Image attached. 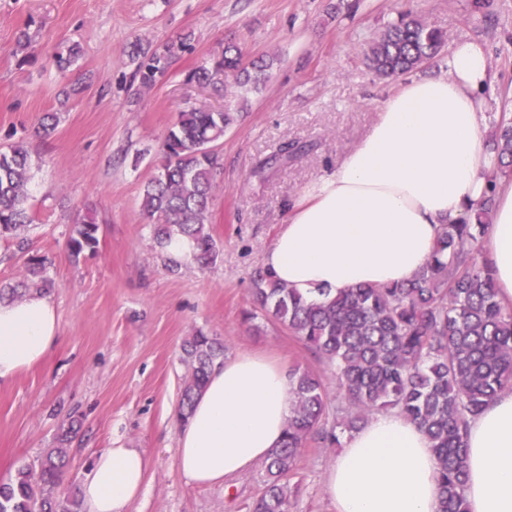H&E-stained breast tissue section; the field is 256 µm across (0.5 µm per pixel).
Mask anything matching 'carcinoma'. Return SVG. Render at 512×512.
Wrapping results in <instances>:
<instances>
[{
  "mask_svg": "<svg viewBox=\"0 0 512 512\" xmlns=\"http://www.w3.org/2000/svg\"><path fill=\"white\" fill-rule=\"evenodd\" d=\"M447 41L419 17L405 15L373 40L368 65L380 77L408 74L435 58ZM190 49L185 37L162 52H136L140 61L135 78L142 86L155 84L174 58ZM79 53L74 45L56 56L57 70L66 72ZM275 62L261 55L246 63L241 48L229 42L218 62L185 75L201 87L229 78L237 101H228L222 110L185 109L168 128L160 146L161 163L144 184L140 204L159 247L180 233L194 241L190 262L208 267L217 261L219 250L207 219L215 177L224 166L219 142L240 118V101L262 91ZM493 148L498 165L488 176L477 223L443 225L431 257L411 281L351 288L309 301L267 269L255 272L252 291L261 310L329 362L352 410L336 425L321 428L326 418L321 377L309 370L289 372L294 384L291 415L281 445L265 460L268 479L252 512H289L296 460L314 433L326 445H337V430H355L367 416L385 411L416 423L429 441L440 473L442 512H468L463 494L468 422L499 392L512 388V310L498 301L489 263L477 245L489 227L499 180L512 175L511 118L498 122ZM305 150L284 141L262 166L284 164ZM30 168L22 144L0 149V239L16 241L27 254L22 277L0 284V303L22 299L33 290L46 294L51 287L46 258L28 253L21 236L34 222L27 206ZM98 244L93 219L74 225L68 241L74 260ZM225 352L223 342L202 331L184 340L181 361L187 375L180 391V419L188 418ZM68 465L64 448H50L36 462L20 465L13 479L0 483V512H83L79 491L61 488Z\"/></svg>",
  "mask_w": 512,
  "mask_h": 512,
  "instance_id": "1",
  "label": "carcinoma"
}]
</instances>
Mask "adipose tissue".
Segmentation results:
<instances>
[{"label":"adipose tissue","mask_w":512,"mask_h":512,"mask_svg":"<svg viewBox=\"0 0 512 512\" xmlns=\"http://www.w3.org/2000/svg\"><path fill=\"white\" fill-rule=\"evenodd\" d=\"M445 70L381 101L367 133L289 207L264 266L309 300L320 291L400 284L431 256L441 225L473 216L496 156L486 146L493 76L486 45L455 41ZM484 255L501 304L512 308V182L497 189ZM61 341L50 297L0 304V384L43 363ZM293 384L270 357L244 353L211 372L177 434L192 482L223 483L278 447ZM469 512H512V388L468 424ZM148 461L121 441L97 454L81 481L86 512H131ZM337 512H441L439 470L416 424L376 414L348 435L325 478Z\"/></svg>","instance_id":"1"}]
</instances>
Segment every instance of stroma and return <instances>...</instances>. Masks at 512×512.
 <instances>
[{
	"label": "stroma",
	"instance_id": "35a3bbf8",
	"mask_svg": "<svg viewBox=\"0 0 512 512\" xmlns=\"http://www.w3.org/2000/svg\"><path fill=\"white\" fill-rule=\"evenodd\" d=\"M421 17L450 40L489 49L495 112L512 114V0H0V148L31 156L27 237L47 257L62 341L44 362L0 386V481L56 447L69 423L64 487L79 486L113 440L148 460L146 492L132 512H251L263 463L199 486L179 470L175 410L185 368L181 346L196 330L226 341L230 355L257 352L286 369L316 372L328 423L349 408L333 369L296 336L256 311L252 276L302 190L335 168L373 122L379 102L404 83L368 67L372 41L400 16ZM192 33L190 51L153 87L133 80L132 45L163 48ZM30 46H17L19 34ZM235 42L246 59L276 57L266 87L247 96L220 148L208 225L220 255L202 270H172L139 202L156 172L159 143L178 112L223 109V91L186 83ZM79 45L72 71L47 57ZM58 124L43 135L45 114ZM307 150L260 169L284 140ZM94 216L100 244L73 261L68 237ZM339 447L310 438L290 481L289 512H336L323 476Z\"/></svg>",
	"mask_w": 512,
	"mask_h": 512
}]
</instances>
